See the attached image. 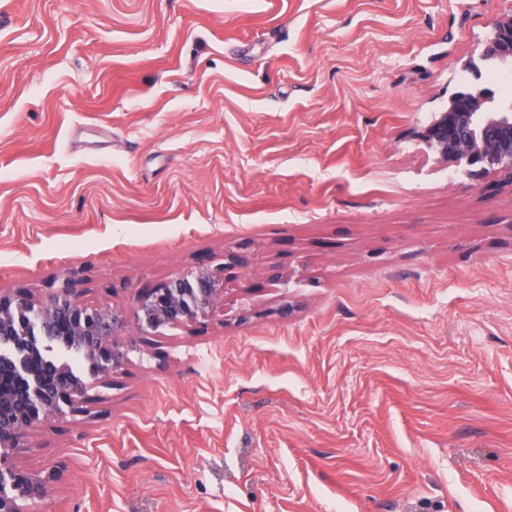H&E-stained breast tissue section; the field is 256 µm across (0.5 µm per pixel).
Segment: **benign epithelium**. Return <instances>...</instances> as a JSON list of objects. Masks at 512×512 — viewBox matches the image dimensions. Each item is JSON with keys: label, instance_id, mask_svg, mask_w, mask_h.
Returning <instances> with one entry per match:
<instances>
[{"label": "benign epithelium", "instance_id": "7a95c632", "mask_svg": "<svg viewBox=\"0 0 512 512\" xmlns=\"http://www.w3.org/2000/svg\"><path fill=\"white\" fill-rule=\"evenodd\" d=\"M482 57L512 62V19L493 22ZM423 137L446 160L464 163L475 178L512 177V102L479 112L467 95L456 93ZM242 264L232 256L219 274L200 263L138 291L129 311L85 305L69 275L43 299L24 289L0 291V350L12 351L0 357V478H8L0 489V512H30L59 476L12 466L32 433L64 408L89 401L97 380L122 369L141 350L143 336L207 320L225 285L235 280L229 270Z\"/></svg>", "mask_w": 512, "mask_h": 512}]
</instances>
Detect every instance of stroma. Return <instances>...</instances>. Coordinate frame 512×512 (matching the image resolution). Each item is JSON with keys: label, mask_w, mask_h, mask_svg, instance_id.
I'll use <instances>...</instances> for the list:
<instances>
[{"label": "stroma", "mask_w": 512, "mask_h": 512, "mask_svg": "<svg viewBox=\"0 0 512 512\" xmlns=\"http://www.w3.org/2000/svg\"><path fill=\"white\" fill-rule=\"evenodd\" d=\"M512 0H0V290L242 252L14 465L39 512H512V181L422 131ZM277 266L281 279L269 278Z\"/></svg>", "instance_id": "obj_1"}]
</instances>
